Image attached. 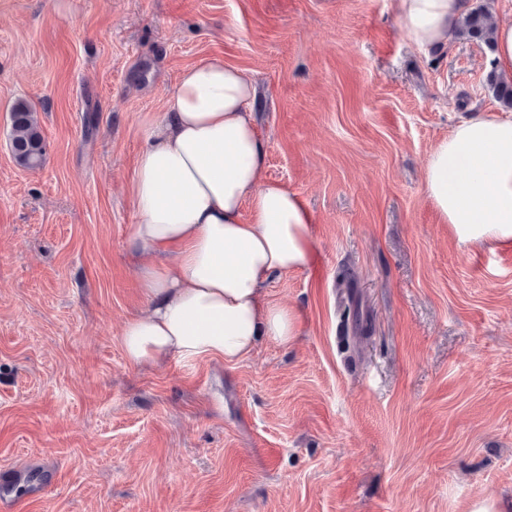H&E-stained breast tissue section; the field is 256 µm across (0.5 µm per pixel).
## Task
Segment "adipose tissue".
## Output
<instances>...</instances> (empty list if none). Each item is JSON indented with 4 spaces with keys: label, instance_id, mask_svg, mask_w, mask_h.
<instances>
[{
    "label": "adipose tissue",
    "instance_id": "adipose-tissue-1",
    "mask_svg": "<svg viewBox=\"0 0 512 512\" xmlns=\"http://www.w3.org/2000/svg\"><path fill=\"white\" fill-rule=\"evenodd\" d=\"M468 8V0H394L401 31L421 49L448 47ZM256 96L246 71L212 56L181 72L163 121L142 126L128 250L145 308L121 337L134 364H235L262 339L298 334L295 310L267 302L263 288L309 265L312 217L265 177ZM424 182L459 243H511L512 119L460 122L431 151Z\"/></svg>",
    "mask_w": 512,
    "mask_h": 512
}]
</instances>
